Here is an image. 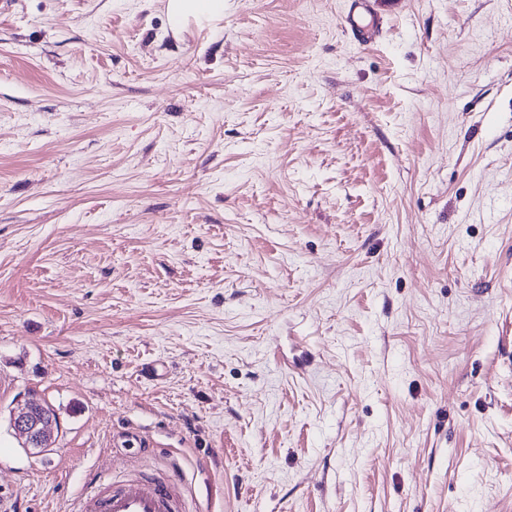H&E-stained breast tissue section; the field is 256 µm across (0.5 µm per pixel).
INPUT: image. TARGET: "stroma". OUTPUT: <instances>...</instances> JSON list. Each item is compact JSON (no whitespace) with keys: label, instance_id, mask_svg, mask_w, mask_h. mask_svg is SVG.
<instances>
[{"label":"stroma","instance_id":"1","mask_svg":"<svg viewBox=\"0 0 512 512\" xmlns=\"http://www.w3.org/2000/svg\"><path fill=\"white\" fill-rule=\"evenodd\" d=\"M13 0L0 507L512 512V0ZM58 436L9 426L29 395ZM167 14L172 29L206 17L213 21L224 14V0H171ZM192 496L172 475L95 472L77 496L72 512H190Z\"/></svg>","mask_w":512,"mask_h":512}]
</instances>
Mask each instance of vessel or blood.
I'll list each match as a JSON object with an SVG mask.
<instances>
[{
  "mask_svg": "<svg viewBox=\"0 0 512 512\" xmlns=\"http://www.w3.org/2000/svg\"><path fill=\"white\" fill-rule=\"evenodd\" d=\"M191 495L172 475L93 473L72 512H190Z\"/></svg>",
  "mask_w": 512,
  "mask_h": 512,
  "instance_id": "b4317fda",
  "label": "vessel or blood"
}]
</instances>
